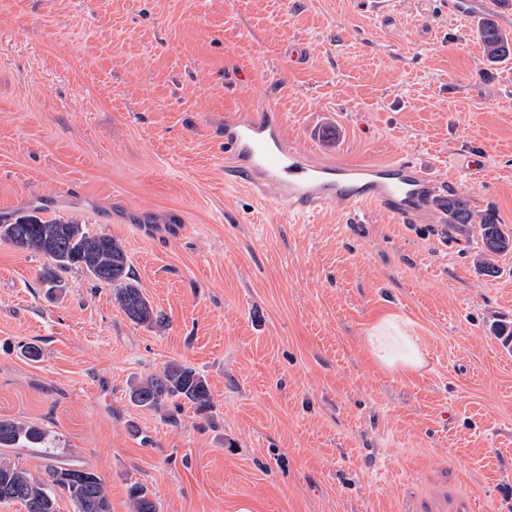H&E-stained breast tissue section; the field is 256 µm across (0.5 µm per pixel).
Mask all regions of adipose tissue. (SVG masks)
Instances as JSON below:
<instances>
[{
    "mask_svg": "<svg viewBox=\"0 0 512 512\" xmlns=\"http://www.w3.org/2000/svg\"><path fill=\"white\" fill-rule=\"evenodd\" d=\"M371 356L393 372H413L425 364L418 337L408 335L399 318L381 320L371 326L365 338Z\"/></svg>",
    "mask_w": 512,
    "mask_h": 512,
    "instance_id": "obj_1",
    "label": "adipose tissue"
}]
</instances>
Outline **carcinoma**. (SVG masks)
I'll list each match as a JSON object with an SVG mask.
<instances>
[{
  "label": "carcinoma",
  "instance_id": "obj_1",
  "mask_svg": "<svg viewBox=\"0 0 512 512\" xmlns=\"http://www.w3.org/2000/svg\"><path fill=\"white\" fill-rule=\"evenodd\" d=\"M477 36L486 58L497 62L512 56V37L504 33L489 14L477 24ZM448 227L464 230L478 225L482 246L475 255L478 271H496V257L512 251V231L484 215L477 217L463 196L445 203ZM0 239L15 248L38 253L49 264L42 280L49 289L62 288L61 274L73 267L83 269L95 282L111 285L119 308L136 325L149 327L161 315L139 288L130 271L123 246L107 234H91L82 224L45 221L34 214L0 223ZM132 404L160 411L168 403L181 400L198 412L212 406V395L203 376L180 363L166 364L159 374L135 378L129 385ZM47 433L36 425L11 419H0V448H43ZM68 493L76 512H111V502L104 481L95 473L76 467L51 466L47 479H37L25 469L0 458V502H17L25 512H57L54 489ZM131 512H155L154 503L144 489L131 491Z\"/></svg>",
  "mask_w": 512,
  "mask_h": 512
}]
</instances>
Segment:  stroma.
Wrapping results in <instances>:
<instances>
[{
  "mask_svg": "<svg viewBox=\"0 0 512 512\" xmlns=\"http://www.w3.org/2000/svg\"><path fill=\"white\" fill-rule=\"evenodd\" d=\"M447 2L380 23L372 0H0V222L111 235L165 316L134 325L78 268L48 296L46 259L0 240V417L52 442L7 460L95 472L112 512L135 485L157 512H512V252L477 273V228L426 214L294 224L224 174V113L250 97L312 160H413L512 229V59L483 53L485 0L464 23ZM389 316L419 371L369 353ZM170 362L208 414L130 402Z\"/></svg>",
  "mask_w": 512,
  "mask_h": 512,
  "instance_id": "obj_1",
  "label": "stroma"
}]
</instances>
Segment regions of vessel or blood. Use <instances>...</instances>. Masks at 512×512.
<instances>
[{
    "mask_svg": "<svg viewBox=\"0 0 512 512\" xmlns=\"http://www.w3.org/2000/svg\"><path fill=\"white\" fill-rule=\"evenodd\" d=\"M224 158L244 174L253 188H272L274 204L290 222L341 203L350 214L380 211L394 223H412L427 212L445 223L437 201L440 183L407 159L360 165H321L289 146L282 118L269 109H252L224 117Z\"/></svg>",
    "mask_w": 512,
    "mask_h": 512,
    "instance_id": "obj_1",
    "label": "vessel or blood"
}]
</instances>
